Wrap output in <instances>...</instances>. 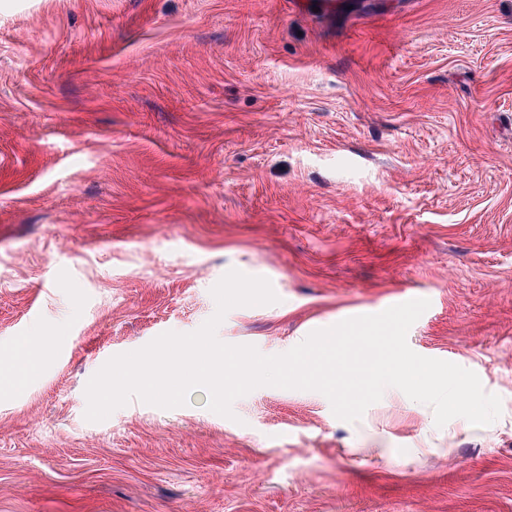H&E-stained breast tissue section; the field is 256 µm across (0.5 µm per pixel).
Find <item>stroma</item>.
<instances>
[{
	"label": "stroma",
	"mask_w": 512,
	"mask_h": 512,
	"mask_svg": "<svg viewBox=\"0 0 512 512\" xmlns=\"http://www.w3.org/2000/svg\"><path fill=\"white\" fill-rule=\"evenodd\" d=\"M220 341L431 301L417 354L502 412L436 427L384 392L85 417L90 378L216 311ZM0 512H512V0H0ZM46 341L35 342L26 338L17 343L12 357L0 365V385L3 389L23 388L40 368Z\"/></svg>",
	"instance_id": "obj_1"
}]
</instances>
